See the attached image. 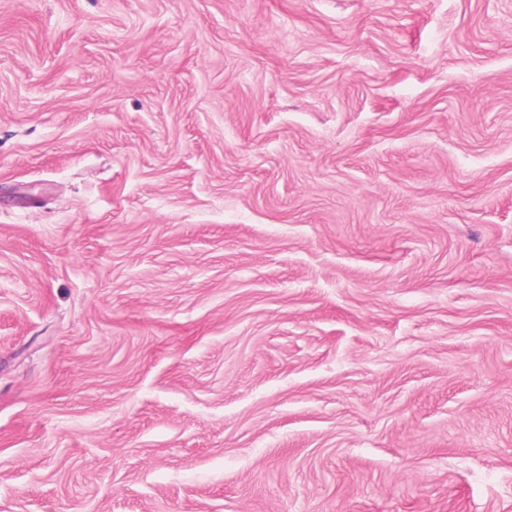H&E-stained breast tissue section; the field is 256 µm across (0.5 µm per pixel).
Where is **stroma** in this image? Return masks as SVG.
Segmentation results:
<instances>
[{
  "label": "stroma",
  "mask_w": 512,
  "mask_h": 512,
  "mask_svg": "<svg viewBox=\"0 0 512 512\" xmlns=\"http://www.w3.org/2000/svg\"><path fill=\"white\" fill-rule=\"evenodd\" d=\"M0 512H512V0H0Z\"/></svg>",
  "instance_id": "obj_1"
}]
</instances>
